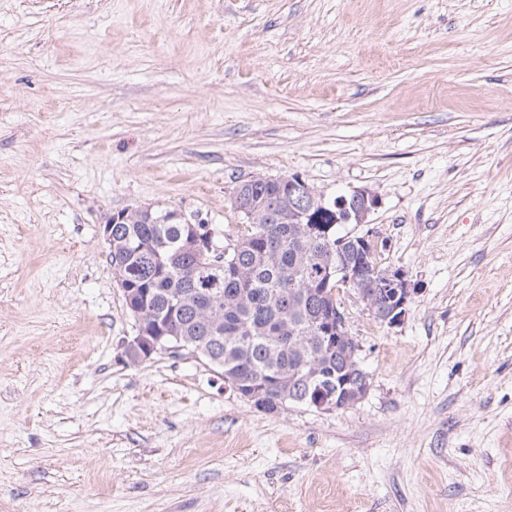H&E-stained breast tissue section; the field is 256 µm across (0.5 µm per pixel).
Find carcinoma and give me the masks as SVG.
<instances>
[{
    "instance_id": "obj_1",
    "label": "carcinoma",
    "mask_w": 512,
    "mask_h": 512,
    "mask_svg": "<svg viewBox=\"0 0 512 512\" xmlns=\"http://www.w3.org/2000/svg\"><path fill=\"white\" fill-rule=\"evenodd\" d=\"M240 196L244 231L218 268L190 245L187 219L167 209L112 214L107 262L123 267L127 287L149 291L147 328L161 320L256 408L304 405L319 386L346 405L365 378L352 347L336 342L342 307L331 272H354L349 288L383 321L392 300L372 275L377 245L341 242L333 200H311L298 181L257 176L240 183Z\"/></svg>"
}]
</instances>
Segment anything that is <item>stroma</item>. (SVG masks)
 I'll use <instances>...</instances> for the list:
<instances>
[{"label": "stroma", "mask_w": 512, "mask_h": 512, "mask_svg": "<svg viewBox=\"0 0 512 512\" xmlns=\"http://www.w3.org/2000/svg\"><path fill=\"white\" fill-rule=\"evenodd\" d=\"M255 175L378 197L354 406L123 355L107 217ZM0 512H512V0H0Z\"/></svg>", "instance_id": "stroma-1"}]
</instances>
